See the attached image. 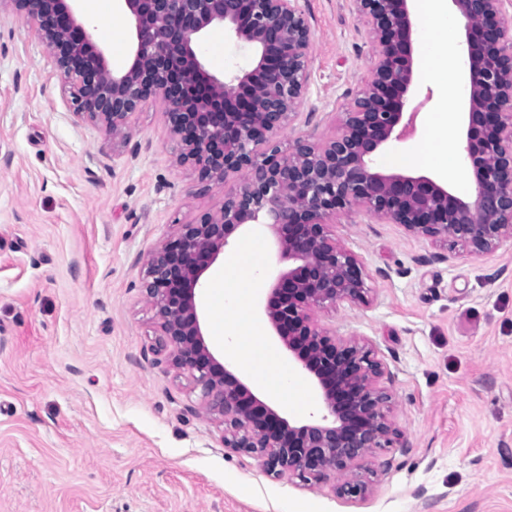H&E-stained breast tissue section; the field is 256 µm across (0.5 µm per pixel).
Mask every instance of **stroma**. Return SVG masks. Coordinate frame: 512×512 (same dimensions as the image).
Wrapping results in <instances>:
<instances>
[{
  "instance_id": "1",
  "label": "stroma",
  "mask_w": 512,
  "mask_h": 512,
  "mask_svg": "<svg viewBox=\"0 0 512 512\" xmlns=\"http://www.w3.org/2000/svg\"><path fill=\"white\" fill-rule=\"evenodd\" d=\"M310 29L301 106L277 140L322 143L369 79L375 55L353 0H300ZM109 65L131 62L127 19L94 20ZM199 54L215 75L250 68V48L211 29ZM414 131L385 151L442 145L438 113L461 119L435 78L414 73ZM155 101L113 140L78 120L44 43L0 12V512H512V245L471 256L408 236L364 211L336 235L369 274V302L320 320L372 343L392 375L405 445L381 452L362 499L275 478L224 446L188 375L160 351L141 288L147 254L174 225L216 210L238 178L203 184L174 162ZM248 247L271 288L288 262L273 235ZM236 372L290 422L318 409L300 375L297 406L241 359Z\"/></svg>"
}]
</instances>
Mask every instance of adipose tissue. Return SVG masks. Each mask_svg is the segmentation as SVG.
Segmentation results:
<instances>
[{"instance_id": "obj_1", "label": "adipose tissue", "mask_w": 512, "mask_h": 512, "mask_svg": "<svg viewBox=\"0 0 512 512\" xmlns=\"http://www.w3.org/2000/svg\"><path fill=\"white\" fill-rule=\"evenodd\" d=\"M424 23L421 67L425 73L441 80L450 98H458L461 83L458 78L457 51L449 26L448 0H419ZM242 254L226 257L223 274L211 285L212 297L221 298L224 318L214 328L216 341L223 343L224 353L238 356L251 369H260L274 356L258 322L241 313L260 286L257 265L241 269Z\"/></svg>"}]
</instances>
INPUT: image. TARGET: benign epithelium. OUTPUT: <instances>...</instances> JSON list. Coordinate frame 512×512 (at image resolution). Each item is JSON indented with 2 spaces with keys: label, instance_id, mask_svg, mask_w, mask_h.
Segmentation results:
<instances>
[{
  "label": "benign epithelium",
  "instance_id": "1",
  "mask_svg": "<svg viewBox=\"0 0 512 512\" xmlns=\"http://www.w3.org/2000/svg\"><path fill=\"white\" fill-rule=\"evenodd\" d=\"M77 0H0L34 26L76 116L130 137V120L160 100L177 142L176 163L201 183L243 181L216 212L176 225L148 256L145 295L160 347L190 375L205 409L222 417L224 447L262 459L275 478L322 484L362 499L377 471L373 458L401 445L386 385L391 373L374 345L338 336L318 314L364 304L361 258L336 239V217L354 208L401 225L412 237L485 255L512 244V38L504 0H452L463 22L468 112L462 139L474 179L465 199L425 175L378 162L415 91L413 0H354L368 25L375 66L324 143L276 140L303 98L310 31L299 0H120L131 27V64L111 69ZM248 45L253 65L222 78L198 44L211 28ZM249 224H268L291 262L269 288L264 310L299 369L321 391L323 409L292 423L257 398L203 338L197 305L204 273Z\"/></svg>",
  "mask_w": 512,
  "mask_h": 512
}]
</instances>
